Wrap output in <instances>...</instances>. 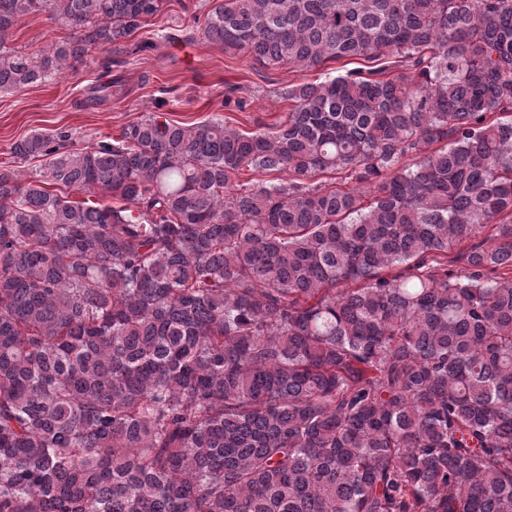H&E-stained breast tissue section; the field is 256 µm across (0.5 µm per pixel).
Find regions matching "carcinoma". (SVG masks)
I'll use <instances>...</instances> for the list:
<instances>
[{
  "mask_svg": "<svg viewBox=\"0 0 512 512\" xmlns=\"http://www.w3.org/2000/svg\"><path fill=\"white\" fill-rule=\"evenodd\" d=\"M163 5L0 0V91L124 52ZM43 12L64 35L7 45ZM194 23L136 49L323 77L270 132L148 113L12 144L42 164L0 166V512H512V0Z\"/></svg>",
  "mask_w": 512,
  "mask_h": 512,
  "instance_id": "obj_1",
  "label": "carcinoma"
}]
</instances>
